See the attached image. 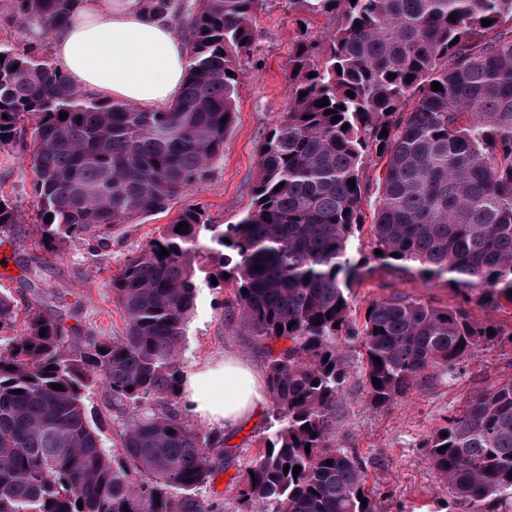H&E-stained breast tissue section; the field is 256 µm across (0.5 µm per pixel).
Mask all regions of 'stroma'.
Listing matches in <instances>:
<instances>
[{
  "label": "stroma",
  "mask_w": 512,
  "mask_h": 512,
  "mask_svg": "<svg viewBox=\"0 0 512 512\" xmlns=\"http://www.w3.org/2000/svg\"><path fill=\"white\" fill-rule=\"evenodd\" d=\"M303 20L316 39L330 41L334 26L329 17L306 18L288 0H262L253 16L257 48L243 59L237 74L236 116L224 139L223 161L186 198L174 200L170 211L117 227L109 246L78 241L54 252L44 250L34 233L37 201L32 190L30 124H22L13 140L0 146V195L25 218L24 223L0 231V289L15 298L19 309L42 305L44 311L62 316L80 340L122 335L125 322L112 300V279L126 259L156 235L158 227L171 221L174 211L191 203L202 209L208 223L224 225L239 223L246 216L257 173L256 147L290 106L288 58ZM392 283L396 290L440 307L462 299L460 290L443 279L426 282L399 273ZM227 295L225 287L201 283L188 327L185 371L219 360L228 351L263 366L248 337L225 327ZM348 365L345 395L336 410L335 444L363 461L376 512H455L423 442L470 391L512 377V347L479 351L462 378L427 380L384 409L369 405L357 352H350ZM267 428L268 417L263 414L243 431L233 448L231 465L207 489V498L223 500L224 512H236L237 473L255 454L254 440L265 435Z\"/></svg>",
  "instance_id": "obj_1"
}]
</instances>
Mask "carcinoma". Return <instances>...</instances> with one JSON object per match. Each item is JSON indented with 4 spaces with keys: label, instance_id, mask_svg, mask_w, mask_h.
Listing matches in <instances>:
<instances>
[{
    "label": "carcinoma",
    "instance_id": "carcinoma-1",
    "mask_svg": "<svg viewBox=\"0 0 512 512\" xmlns=\"http://www.w3.org/2000/svg\"><path fill=\"white\" fill-rule=\"evenodd\" d=\"M85 2L5 0L29 38L0 41V145L31 121L36 228L49 251L85 237L106 245L117 226L166 211L224 159L234 73L254 52L261 0H141L148 17L179 25L190 52L182 94L154 111L86 95L41 54ZM289 4L336 26L327 44L308 31L295 37L291 108L257 146L241 223L209 224L189 204L161 227L112 279L121 336L72 344L63 319L34 307L15 332L18 305L0 291V332H13L0 335V512H224L203 492L231 447L224 431L180 408L201 276L232 290L224 324L265 360L272 432L239 479L237 512H375L363 465L333 444L343 346H359L369 404L383 409L428 373L456 378L480 349L512 344V323L475 317L468 298L442 308L393 291L369 303L362 323L349 304L373 274L350 250L374 158L383 176L370 224L382 254L373 259L424 281L448 276L486 309L512 308V0ZM0 204L1 228L24 223L7 199ZM182 222L185 233L175 231ZM162 247L168 256H158ZM99 383L112 398V451L85 402ZM424 447L457 512H504L512 378L471 393Z\"/></svg>",
    "mask_w": 512,
    "mask_h": 512
}]
</instances>
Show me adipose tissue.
Returning a JSON list of instances; mask_svg holds the SVG:
<instances>
[{
	"label": "adipose tissue",
	"instance_id": "ef3b65f1",
	"mask_svg": "<svg viewBox=\"0 0 512 512\" xmlns=\"http://www.w3.org/2000/svg\"><path fill=\"white\" fill-rule=\"evenodd\" d=\"M52 54L85 92L141 109L172 103L189 62L177 30L147 20L138 0H88L70 24L54 33ZM268 401L259 370L230 351L185 375L180 407L230 437L253 422Z\"/></svg>",
	"mask_w": 512,
	"mask_h": 512
}]
</instances>
